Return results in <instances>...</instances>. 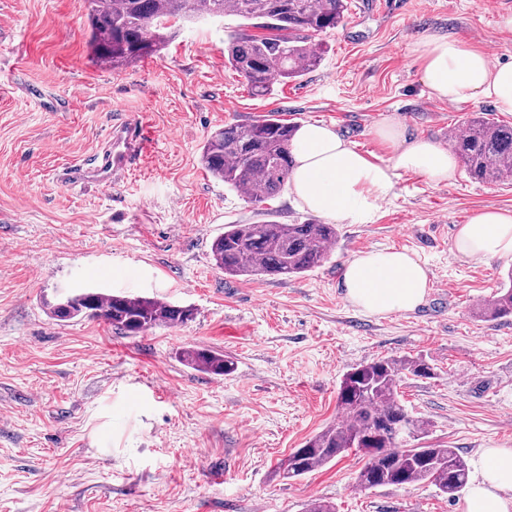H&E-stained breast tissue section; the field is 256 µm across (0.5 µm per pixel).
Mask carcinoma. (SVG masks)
Masks as SVG:
<instances>
[{
  "mask_svg": "<svg viewBox=\"0 0 512 512\" xmlns=\"http://www.w3.org/2000/svg\"><path fill=\"white\" fill-rule=\"evenodd\" d=\"M94 60L119 70L159 52L172 37L169 22L177 18L234 16L262 30L231 37L227 62L259 96L272 92L276 81L294 80L315 68L324 44L315 33L337 28L348 10L346 0H85ZM297 127L271 115L248 124H229L207 138L201 152L203 169L239 196L260 203L285 185L293 163ZM452 150L472 177L484 182L512 180V125L481 116L466 121L464 132L451 141ZM338 237L334 224L307 221L280 224H227L211 245L224 274L237 277L303 274L328 260ZM52 316L67 321L79 316L102 320L125 335L156 327H175L192 320L194 309L155 298L69 292L52 306ZM481 318L512 316V285L500 289L475 309ZM185 364L214 376L234 371V362L221 353L188 348ZM433 375L421 357L379 358L353 368L337 392L340 417L307 440L309 452L292 451L279 460L275 476L290 480L320 469L351 449L374 448L366 455L357 485L412 486L430 482L454 499L467 486L466 461L454 448H415L395 433L406 421L413 440L426 433L428 422L409 413L397 387L403 376ZM398 461L386 468L382 459Z\"/></svg>",
  "mask_w": 512,
  "mask_h": 512,
  "instance_id": "carcinoma-1",
  "label": "carcinoma"
}]
</instances>
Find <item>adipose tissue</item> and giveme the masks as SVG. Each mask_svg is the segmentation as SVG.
Instances as JSON below:
<instances>
[{
  "label": "adipose tissue",
  "instance_id": "obj_1",
  "mask_svg": "<svg viewBox=\"0 0 512 512\" xmlns=\"http://www.w3.org/2000/svg\"><path fill=\"white\" fill-rule=\"evenodd\" d=\"M423 82L439 99L459 103L483 97L502 112H512V62L491 63L481 49L444 35L417 43ZM374 136L389 152L375 162L331 127L300 126L294 137L289 192L304 209L322 217L369 224L401 174L424 176L434 184L451 181L456 159L434 143L407 135L400 124L383 121ZM456 255L483 262L512 255V212L486 209L460 225ZM345 297L371 315L411 312L428 294L425 266L404 250H370L348 261L343 270ZM477 477L461 512H512V448L483 449Z\"/></svg>",
  "mask_w": 512,
  "mask_h": 512
}]
</instances>
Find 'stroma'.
<instances>
[{
    "label": "stroma",
    "instance_id": "35a3bbf8",
    "mask_svg": "<svg viewBox=\"0 0 512 512\" xmlns=\"http://www.w3.org/2000/svg\"><path fill=\"white\" fill-rule=\"evenodd\" d=\"M512 0H348L343 26L320 34L321 64L254 96L224 52L241 20L174 21L158 54L114 71L95 62L84 0H0V512H460L431 484L361 489L348 453L297 479L276 463L331 424L344 374L379 358L422 357L429 378L402 379L408 411L428 420L424 445L512 448V317L483 319L512 256L455 257L458 225L512 211V181L457 167L445 185L401 175L372 224L338 223L330 259L298 277L244 278L214 264L228 224H299L311 214L280 190L242 200L208 176L201 148L227 124L277 114L321 122L358 150L385 156L373 134L389 120L447 147L448 132L482 112L423 84L415 44L435 32L512 61L500 30ZM119 118L141 120L145 153L129 175L70 187L65 168L101 151ZM412 252L430 290L416 310L370 315L344 296L358 253ZM125 292L189 306L186 324L137 336L104 322H59L65 292ZM235 362L217 378L185 365L183 348Z\"/></svg>",
    "mask_w": 512,
    "mask_h": 512
}]
</instances>
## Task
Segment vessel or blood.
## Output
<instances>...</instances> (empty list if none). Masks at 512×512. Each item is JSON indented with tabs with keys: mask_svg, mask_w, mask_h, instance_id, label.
I'll list each match as a JSON object with an SVG mask.
<instances>
[{
	"mask_svg": "<svg viewBox=\"0 0 512 512\" xmlns=\"http://www.w3.org/2000/svg\"><path fill=\"white\" fill-rule=\"evenodd\" d=\"M145 137L141 122L119 119L112 126L108 145L102 155L70 167L65 177L66 184H103L127 172L141 156L146 144Z\"/></svg>",
	"mask_w": 512,
	"mask_h": 512,
	"instance_id": "b4317fda",
	"label": "vessel or blood"
}]
</instances>
